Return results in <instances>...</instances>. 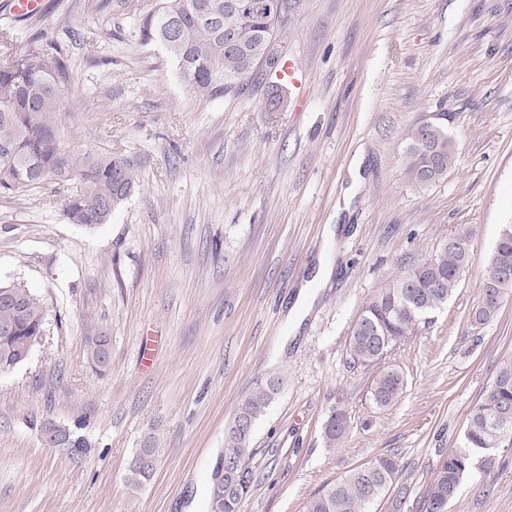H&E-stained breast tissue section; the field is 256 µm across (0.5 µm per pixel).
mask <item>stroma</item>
<instances>
[{"instance_id":"stroma-1","label":"stroma","mask_w":512,"mask_h":512,"mask_svg":"<svg viewBox=\"0 0 512 512\" xmlns=\"http://www.w3.org/2000/svg\"><path fill=\"white\" fill-rule=\"evenodd\" d=\"M155 6L43 0L15 23L19 51L36 30L79 32L68 131L85 149L134 158L139 183L92 230L65 223L51 189L0 192V280L46 310L30 358L0 372V512H192L209 502L238 404L272 379L242 512H303L384 453L399 471L372 512H420L440 459L462 448L470 413L512 360V294L470 325L512 224V0H291L277 68L207 101L159 45L133 36ZM287 66L286 107L264 111ZM440 112L458 159L419 190L403 134ZM459 232L470 262L432 323L378 365L354 364L365 302ZM322 260L333 273L316 283ZM95 330L111 339L102 373L87 354ZM389 369L405 387L380 407L371 386ZM335 409L349 428L329 448ZM48 423L86 439L82 459L43 441ZM154 447L152 480L129 494L133 454ZM448 512H512V448L477 456Z\"/></svg>"}]
</instances>
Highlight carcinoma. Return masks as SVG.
Wrapping results in <instances>:
<instances>
[{
    "instance_id": "cac0c4a2",
    "label": "carcinoma",
    "mask_w": 512,
    "mask_h": 512,
    "mask_svg": "<svg viewBox=\"0 0 512 512\" xmlns=\"http://www.w3.org/2000/svg\"><path fill=\"white\" fill-rule=\"evenodd\" d=\"M274 18L259 10L244 9L236 17L239 47L224 50V29L210 19L224 12V0H159L158 7L139 25L143 43L163 48L182 80L203 99L240 89L243 80L264 63L278 60L282 50L269 49L278 31L288 0H280ZM66 39L44 30L31 33L26 47H13L14 35L0 29V191L26 195L46 185L67 189L56 201L63 220L83 228L109 224L116 208L138 182L136 163L121 151H86L65 131L60 111L64 90L72 82L69 46L78 34L62 28ZM402 163L409 181L429 188L448 176L457 161L455 141L448 135V114L411 124L405 131ZM423 258L410 271L390 282L370 298L351 332L353 362L378 364L395 344L432 322L431 314L448 302L460 282L459 273L470 261L469 237L459 232ZM11 294L14 304L0 303V370L10 369L22 354L44 335L45 308L29 290L0 283V293ZM512 292V224L502 226L496 246L482 275V296L471 313V326L487 323L498 311L503 296ZM110 338L100 332L87 338L91 363L105 369L110 363ZM279 382L257 387L238 406L225 433L224 460L240 464L233 484L211 491V512H241L253 482L250 443L256 420L278 393ZM404 380L395 370L376 376L372 398L388 406L403 393ZM348 429L343 411H332L323 427L326 446L340 444ZM512 447V361L503 363L482 402L473 411L461 449L442 458L431 480L422 512H434L442 500L452 501L471 469L475 456ZM159 461V449L140 448L132 457L125 478L135 494L153 477L157 465H142V457ZM398 472L391 454H380L327 485L310 499L305 512H371L386 494Z\"/></svg>"
}]
</instances>
